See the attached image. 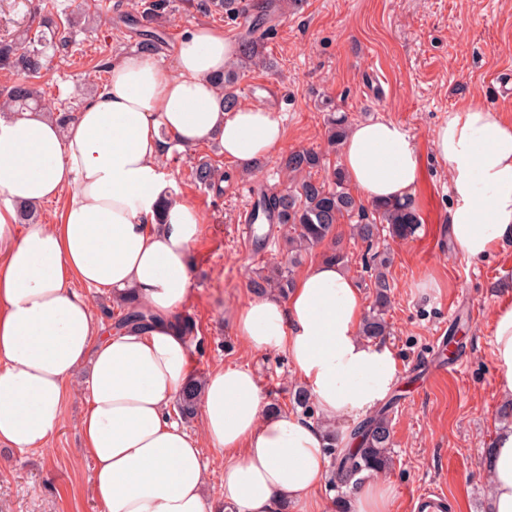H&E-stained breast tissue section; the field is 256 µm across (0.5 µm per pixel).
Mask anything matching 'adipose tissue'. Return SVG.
<instances>
[{
	"mask_svg": "<svg viewBox=\"0 0 512 512\" xmlns=\"http://www.w3.org/2000/svg\"><path fill=\"white\" fill-rule=\"evenodd\" d=\"M238 47L197 24L175 41L173 68L130 52L68 123L42 110L0 115V446L49 447L72 394L85 409L81 451L93 462L104 512H281L309 504L328 477L326 426L373 412L398 381L392 348L365 339L366 299L346 264L316 260L287 299L257 295L233 325L255 353H285L317 419L273 413L256 373L224 366L206 377L200 434L172 417L191 379L187 342L172 326L192 286L190 250L202 216L172 196L164 146L213 142L242 168L270 156L284 128L270 108L225 111L213 83ZM433 151L448 171V232L476 260L512 239V123L479 103L449 111ZM341 165L373 204L407 203L417 150L391 119L354 123ZM64 198L55 223L23 224L18 208ZM134 297L149 322L97 320L87 291ZM494 393L512 401V305L492 315ZM224 453L220 496L206 495L202 443ZM487 512H512V421L497 425L486 462ZM395 487L357 486L354 512H391Z\"/></svg>",
	"mask_w": 512,
	"mask_h": 512,
	"instance_id": "1",
	"label": "adipose tissue"
}]
</instances>
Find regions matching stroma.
Returning <instances> with one entry per match:
<instances>
[{
  "label": "stroma",
  "instance_id": "stroma-1",
  "mask_svg": "<svg viewBox=\"0 0 512 512\" xmlns=\"http://www.w3.org/2000/svg\"><path fill=\"white\" fill-rule=\"evenodd\" d=\"M39 0H0V38L30 28ZM93 27L70 31L51 71L39 84L48 111L79 112L107 80L103 65L138 49L144 34L162 36L157 60L170 65V46L185 28H223L241 42L247 20L202 9L201 0H170L162 16L140 18L139 0H105ZM269 68L241 69L239 84H263L243 104L265 105L280 117L285 141L252 171L226 161L216 144L171 150L163 170L173 192L192 203L204 222L191 249L193 283L184 313L196 324L189 341L194 374L219 365L251 368L267 400L291 412L300 382L285 353L250 351L232 324V312L251 298L249 281L282 259L285 233L271 225L257 247L241 222L253 188L282 191L290 181L280 161L294 150L324 152L326 118L350 122L386 118L403 125L416 146L421 180L412 207L421 227L407 239L380 238L391 260L386 343L399 366L390 393L392 466L383 475L398 492L392 512H410L412 497L428 486L447 492L457 512H486L487 449L504 408L494 394L491 317L512 303V242L477 261L457 257L448 235V174L432 139L450 110L488 105L512 122V0H290L275 11L264 41ZM225 173L220 191L195 182L201 157ZM452 368L433 377L435 360ZM81 398L65 405L51 448L21 452L0 446V512H104L92 491V460L80 454L76 422Z\"/></svg>",
  "mask_w": 512,
  "mask_h": 512
}]
</instances>
